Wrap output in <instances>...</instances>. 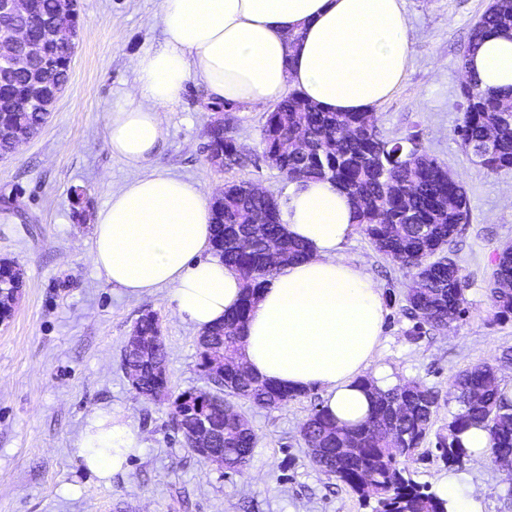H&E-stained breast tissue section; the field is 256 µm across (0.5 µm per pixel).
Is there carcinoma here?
<instances>
[{
	"label": "carcinoma",
	"mask_w": 512,
	"mask_h": 512,
	"mask_svg": "<svg viewBox=\"0 0 512 512\" xmlns=\"http://www.w3.org/2000/svg\"><path fill=\"white\" fill-rule=\"evenodd\" d=\"M34 12L0 16V32L13 24L32 26L47 40L49 24L58 14L77 12V0H32ZM512 30V0H492L474 26L460 57V68L481 37L491 31ZM68 54L51 52L33 70L12 74L0 82V156L13 152L12 135H36L49 112L41 105L19 106L15 97L64 89L70 77ZM464 112L454 133L466 152H472L489 134L493 151L482 167L491 173L512 170V90L502 94L480 87L473 76L463 85ZM405 139L382 137L371 112H327L300 91L288 93L266 113L261 130L262 156L276 158L290 182L326 181L344 191L356 223L374 248L413 272L406 295V313L419 330H444L468 312L466 275L451 257L449 246L469 223L466 193L448 177L436 157ZM209 150L224 158V167H243L241 153L229 129L214 123L208 132ZM243 182H227L213 199V254L235 270L243 281L238 307L224 322L200 334L198 367L208 389L183 392L170 398L167 351L157 315L144 313L134 334L141 349L123 352L122 368L142 369L138 394L171 400L181 427L202 420L224 427V437L213 447L224 454V469L241 473L256 445L252 427L224 398L236 396L271 409L296 398L252 374L242 376L229 365L236 360L240 330L255 296L273 270L307 255L304 243L288 237L276 198H254ZM279 243L282 259L270 264L266 244ZM488 282L494 316L512 319V251L501 246L494 253ZM24 288L18 264L0 259V322L8 320ZM512 360V350L457 372L448 387V401L457 410L448 420V437L436 442L440 458L450 470H459L469 454L461 434L472 426L484 428L491 456H512V398L497 365ZM439 391L421 383L400 384L373 394L369 416L352 426H340L324 408L303 423L302 439L310 460L328 477L348 486L370 512H448V501L428 485L412 478L407 461L430 434Z\"/></svg>",
	"instance_id": "carcinoma-1"
}]
</instances>
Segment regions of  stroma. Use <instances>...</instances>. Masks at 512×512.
I'll list each match as a JSON object with an SVG mask.
<instances>
[{"label":"stroma","mask_w":512,"mask_h":512,"mask_svg":"<svg viewBox=\"0 0 512 512\" xmlns=\"http://www.w3.org/2000/svg\"><path fill=\"white\" fill-rule=\"evenodd\" d=\"M490 2L404 0L410 64L392 96L373 110L386 137L418 134L466 193L470 222L451 249L468 279V314L446 330L414 334L404 311L411 271L375 250L363 232L344 248L383 291V343L374 365L441 395L432 434L409 463L413 479L433 487L448 476L436 441L448 433L450 379L512 347V320L494 319L487 288L495 249L512 243V171H486L454 134L463 116L460 56ZM161 4L78 0L83 26L69 81L40 132L0 158V258L18 263L25 282L12 317L0 323V512H115L120 503L132 512H366L350 488L307 455L300 429L322 404L319 392L272 410L236 401L257 445L243 473L227 474L194 454L173 429L171 406L137 395L122 368L136 321L153 311L172 393L206 386L199 332L174 314L167 289L129 294L108 284L90 258L95 212L142 174L112 155L105 125L134 83V56L163 44ZM209 103L202 86L188 84L167 114L170 135L156 167L198 181L210 195L225 182L246 181L281 196L288 181L275 169L207 163L201 148L216 117ZM105 409L124 412L141 442L107 484L72 455L88 416ZM462 472L484 512H512L504 496L512 473L504 465L487 456L466 462Z\"/></svg>","instance_id":"obj_1"}]
</instances>
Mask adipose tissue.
<instances>
[{
	"label": "adipose tissue",
	"mask_w": 512,
	"mask_h": 512,
	"mask_svg": "<svg viewBox=\"0 0 512 512\" xmlns=\"http://www.w3.org/2000/svg\"><path fill=\"white\" fill-rule=\"evenodd\" d=\"M164 44L135 56V83L109 113L112 154L148 175L113 192L94 216L92 261L113 286L136 295L168 289L177 315L203 330L222 323L243 294L238 274L207 256L211 200L197 181L153 169L169 137L166 114L189 82L210 98L247 108L300 90L331 112H365L402 82L411 53L403 0H162ZM482 88L512 90V34H487L467 58ZM288 235L306 259L274 272L244 325L249 372L296 393L321 390L339 424L368 415L371 374L387 390L399 379L373 367L384 297L343 249L356 231L347 195L328 182L290 183L280 199ZM139 447L123 413L92 414L73 444L78 465L101 481Z\"/></svg>",
	"instance_id": "obj_1"
}]
</instances>
